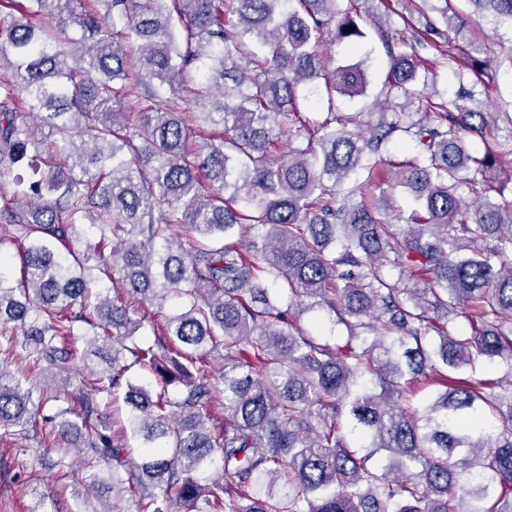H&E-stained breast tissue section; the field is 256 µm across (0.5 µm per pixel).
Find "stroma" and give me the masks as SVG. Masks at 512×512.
Instances as JSON below:
<instances>
[{
    "mask_svg": "<svg viewBox=\"0 0 512 512\" xmlns=\"http://www.w3.org/2000/svg\"><path fill=\"white\" fill-rule=\"evenodd\" d=\"M404 0H368L360 24L363 29L371 27L372 18H380L387 27L399 29L403 26L400 12ZM494 42L497 48L512 47V27L496 26L492 15H476L471 26L456 37L452 43L460 59H467L475 43L483 40ZM329 68L346 62H363L368 75V85L363 95L349 98L334 95L320 98L305 107V115L325 118L329 111L340 113L357 112L364 125H371L378 118L377 103L384 100L387 72V56L375 35L353 44H331L326 46ZM427 66L436 75L433 88L435 100H454L459 85H466L474 96L473 104L481 111L496 113L497 119L486 139H473L471 148L476 153L499 152L512 144V65L504 59L487 58L486 72L482 79L468 78L458 82L452 69L441 66L440 55L429 52ZM16 375L29 374L35 393L47 395L44 409L45 419L36 431L22 437L0 439V512H76L84 491L85 470L79 468L59 469L57 465L59 433L53 421L55 413L62 408L76 406V399L67 397L65 385L52 381L43 368L33 366L23 359H4L0 366Z\"/></svg>",
    "mask_w": 512,
    "mask_h": 512,
    "instance_id": "stroma-1",
    "label": "stroma"
}]
</instances>
